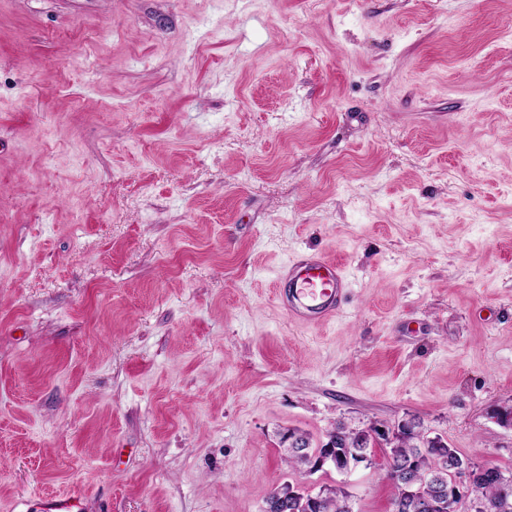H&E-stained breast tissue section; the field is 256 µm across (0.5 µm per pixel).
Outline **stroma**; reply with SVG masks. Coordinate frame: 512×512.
Segmentation results:
<instances>
[{
  "mask_svg": "<svg viewBox=\"0 0 512 512\" xmlns=\"http://www.w3.org/2000/svg\"><path fill=\"white\" fill-rule=\"evenodd\" d=\"M512 0H0V512H260L296 428L512 470ZM351 288L321 326L296 254ZM280 281L284 283L278 294L281 307L289 316L310 324L336 317L348 288L343 267L318 255L290 260L280 274Z\"/></svg>",
  "mask_w": 512,
  "mask_h": 512,
  "instance_id": "1",
  "label": "stroma"
}]
</instances>
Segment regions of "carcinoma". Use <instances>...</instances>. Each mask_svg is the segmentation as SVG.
Here are the masks:
<instances>
[{"label":"carcinoma","instance_id":"1","mask_svg":"<svg viewBox=\"0 0 512 512\" xmlns=\"http://www.w3.org/2000/svg\"><path fill=\"white\" fill-rule=\"evenodd\" d=\"M371 425L366 430H353L344 425L331 429L326 440L336 442V451L353 450L368 454L375 447ZM283 462L290 468L305 469L306 457L314 455L310 450L309 438L297 429H289L282 435ZM394 465H412L410 473L412 486L396 478L392 472L386 477L393 487L392 512H422L420 499L436 500L448 496V471L451 467L466 461L456 449L444 443L441 438H426L420 424L408 421V426L400 431V436L391 447ZM476 483L479 497L470 501V512H512V472L497 470V475L481 474ZM288 512H353L347 493L334 487L322 500L316 502L303 492L291 497Z\"/></svg>","mask_w":512,"mask_h":512}]
</instances>
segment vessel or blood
Instances as JSON below:
<instances>
[{
    "label": "vessel or blood",
    "instance_id": "vessel-or-blood-1",
    "mask_svg": "<svg viewBox=\"0 0 512 512\" xmlns=\"http://www.w3.org/2000/svg\"><path fill=\"white\" fill-rule=\"evenodd\" d=\"M281 307L300 321L315 324L340 313L348 276L340 264L317 255H303L288 262L280 275Z\"/></svg>",
    "mask_w": 512,
    "mask_h": 512
}]
</instances>
